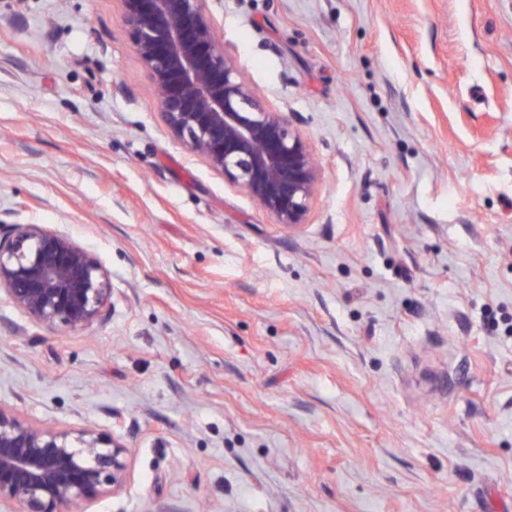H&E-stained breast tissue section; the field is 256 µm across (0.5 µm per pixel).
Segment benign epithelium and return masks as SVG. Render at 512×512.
<instances>
[{"mask_svg":"<svg viewBox=\"0 0 512 512\" xmlns=\"http://www.w3.org/2000/svg\"><path fill=\"white\" fill-rule=\"evenodd\" d=\"M207 0H121L122 20L172 134L278 223L305 224L320 171L288 116L260 103L217 39ZM0 292L37 324L81 329L112 308L109 274L44 224L0 230ZM120 438L22 420L0 405V512H69L120 491Z\"/></svg>","mask_w":512,"mask_h":512,"instance_id":"obj_1","label":"benign epithelium"}]
</instances>
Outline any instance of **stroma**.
Instances as JSON below:
<instances>
[{
	"label": "stroma",
	"mask_w": 512,
	"mask_h": 512,
	"mask_svg": "<svg viewBox=\"0 0 512 512\" xmlns=\"http://www.w3.org/2000/svg\"><path fill=\"white\" fill-rule=\"evenodd\" d=\"M321 180L291 229L169 133L120 0H0V224L110 275L0 294V404L129 450L72 512H512V0H208ZM37 324L72 329L112 308L109 274L70 235L44 224L0 226V294Z\"/></svg>",
	"instance_id": "stroma-1"
}]
</instances>
